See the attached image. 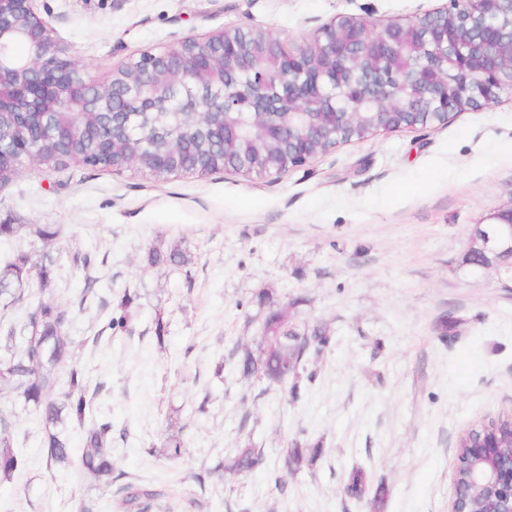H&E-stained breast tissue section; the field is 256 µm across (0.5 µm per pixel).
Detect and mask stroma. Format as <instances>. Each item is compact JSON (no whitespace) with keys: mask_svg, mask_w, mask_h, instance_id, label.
<instances>
[{"mask_svg":"<svg viewBox=\"0 0 512 512\" xmlns=\"http://www.w3.org/2000/svg\"><path fill=\"white\" fill-rule=\"evenodd\" d=\"M446 0H36L70 55L106 80L140 52L252 25L289 47L339 14L370 26L415 19ZM512 206V95L448 123L340 145L279 177L220 171L157 181L78 164L26 171L0 189V264L54 259L49 285L72 314L73 362L104 389L88 419L112 425L115 472L166 489L206 473L200 512H449L456 441L512 414V281L465 266L473 224ZM56 237L44 240L36 226ZM180 250L186 268L150 264ZM86 255L90 265L76 263ZM94 296L83 297L84 288ZM271 291L290 321L324 325L302 401L288 385L247 380L228 365L257 346ZM134 297L126 330L108 322ZM163 336H156V329ZM10 443L27 460L0 483V512H110L98 481L50 469L43 421L22 399ZM179 435V457L164 453ZM263 468L224 470L239 448ZM320 446L284 472V448ZM366 474L363 499L344 487Z\"/></svg>","mask_w":512,"mask_h":512,"instance_id":"obj_1","label":"stroma"}]
</instances>
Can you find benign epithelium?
<instances>
[{
    "label": "benign epithelium",
    "instance_id": "1",
    "mask_svg": "<svg viewBox=\"0 0 512 512\" xmlns=\"http://www.w3.org/2000/svg\"><path fill=\"white\" fill-rule=\"evenodd\" d=\"M34 2L0 0V122L17 132L0 140V176L34 161L50 133L71 162L106 164L140 129L137 117L174 102L226 134L248 113L267 118L269 138L250 153H273L266 175L279 176L355 137L445 124L512 93V0H449L376 30L339 15L294 49L271 31L233 26L144 52L106 81L66 53ZM18 42L32 54L16 57ZM149 159L177 173L195 162L157 131ZM466 265L512 275V205L473 225ZM460 470L466 480L454 482L450 512H472L478 493L482 512H512V451L498 437L473 431Z\"/></svg>",
    "mask_w": 512,
    "mask_h": 512
}]
</instances>
